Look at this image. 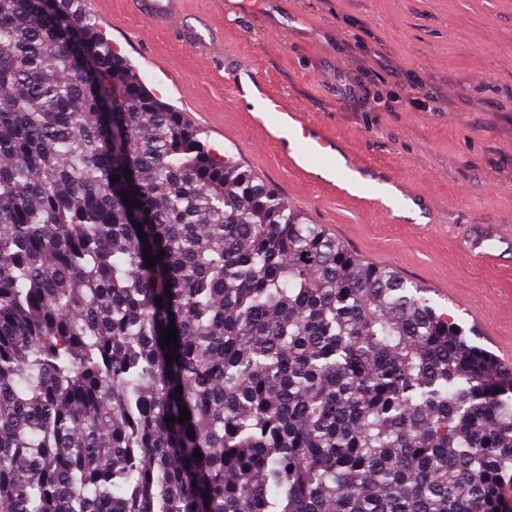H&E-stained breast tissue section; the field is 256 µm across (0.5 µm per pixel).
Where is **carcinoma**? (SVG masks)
<instances>
[{"mask_svg":"<svg viewBox=\"0 0 512 512\" xmlns=\"http://www.w3.org/2000/svg\"><path fill=\"white\" fill-rule=\"evenodd\" d=\"M427 293L0 0V512H512V369Z\"/></svg>","mask_w":512,"mask_h":512,"instance_id":"obj_1","label":"carcinoma"}]
</instances>
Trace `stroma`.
<instances>
[{
    "label": "stroma",
    "instance_id": "obj_1",
    "mask_svg": "<svg viewBox=\"0 0 512 512\" xmlns=\"http://www.w3.org/2000/svg\"><path fill=\"white\" fill-rule=\"evenodd\" d=\"M176 31L109 0L106 36L163 101L206 120V143L239 161L365 261L432 289L475 342L512 340V258L468 255L512 225V0H185ZM280 29L266 35L269 22ZM251 59L267 90L414 190L402 222L338 199L263 142L217 73Z\"/></svg>",
    "mask_w": 512,
    "mask_h": 512
}]
</instances>
